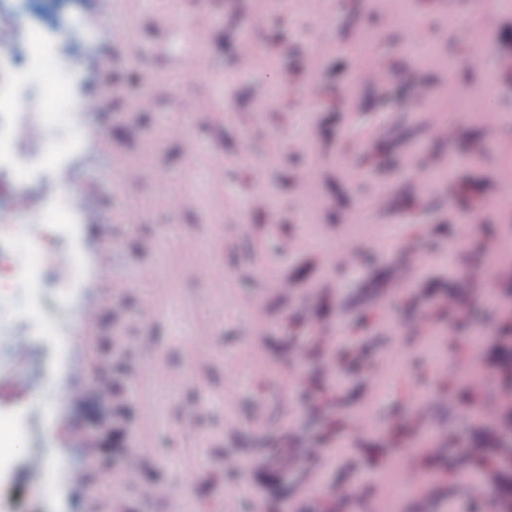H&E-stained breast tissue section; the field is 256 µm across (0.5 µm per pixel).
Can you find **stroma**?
Returning a JSON list of instances; mask_svg holds the SVG:
<instances>
[{"mask_svg":"<svg viewBox=\"0 0 512 512\" xmlns=\"http://www.w3.org/2000/svg\"><path fill=\"white\" fill-rule=\"evenodd\" d=\"M77 25L58 44L59 65L31 71L18 111L47 116L52 157L19 156L13 180L34 175L35 191L71 197L74 181L95 183L100 237L81 226L74 253L112 254L105 272L78 269V288L95 282L99 322L76 327L77 304L58 307L45 281L38 319L43 329L24 344L39 393L22 394L0 379V429L15 452L0 456V497L16 512H95L102 497H120L128 512H167L166 503L139 501L134 490L109 484L94 459H81L70 433L96 430L95 396L115 342L142 346L178 374L157 385L149 367L125 373L130 403L153 399L145 432L153 449L140 481L187 487L185 512H219L226 491L234 512H380L381 477L393 464L415 484L395 512H448L452 499L489 504L495 479L459 483L484 455L488 468L512 456V431L497 432L495 405L475 415L486 388L512 387V373L490 366L485 387L464 389L460 373L472 362L470 334L498 344L512 328V0H475L474 17L440 9L436 0H142L130 14L91 17L88 0H72ZM428 21L417 44L407 29ZM207 25L210 40L190 31ZM132 28L137 53H116L110 30ZM502 34V42L488 33ZM209 70L191 85H152V112H107L97 118L115 150L96 157L74 104L109 70L171 71L185 53ZM481 53L483 65L457 70L460 57ZM318 60L322 82L306 96L303 79ZM427 98L416 95L418 87ZM208 99V112H181L183 99ZM252 113L251 122L239 121ZM495 114L488 123L487 114ZM222 124V140L211 123ZM181 136H168L171 124ZM83 140L74 150L73 140ZM196 146L187 157L186 142ZM277 155H270L272 144ZM263 163L264 182L250 184ZM183 188L189 206H169V187ZM320 200L304 206L305 193ZM356 240L353 259L336 243ZM155 247L143 252L140 242ZM191 241L194 253L179 252ZM209 256L220 282L193 272L196 254ZM493 270L494 287L485 272ZM168 285L157 309L142 306L152 280ZM125 286L112 309V284ZM211 303L206 360L193 354L199 298ZM404 338L402 363L385 362L390 342L382 323ZM363 344L347 360L329 348L340 334ZM87 361L83 403L68 398L70 354ZM235 375L225 390L226 375ZM264 401L261 422L253 407ZM198 416L199 437L182 441L185 412ZM39 455L48 465L41 484L23 478ZM85 461L90 481L69 486L63 473Z\"/></svg>","mask_w":512,"mask_h":512,"instance_id":"35a3bbf8","label":"stroma"}]
</instances>
